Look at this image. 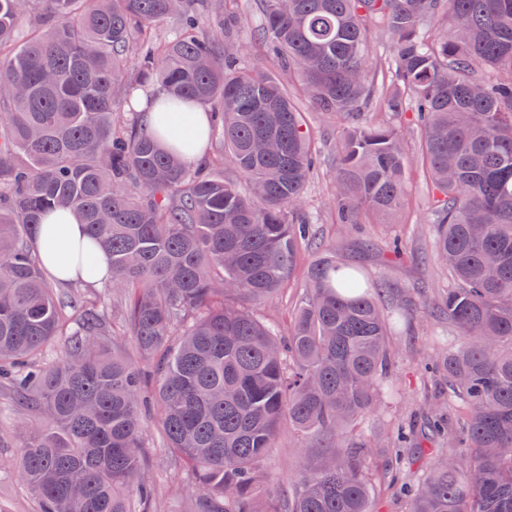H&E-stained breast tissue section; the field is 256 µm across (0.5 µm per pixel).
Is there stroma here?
Wrapping results in <instances>:
<instances>
[{
    "instance_id": "1",
    "label": "stroma",
    "mask_w": 512,
    "mask_h": 512,
    "mask_svg": "<svg viewBox=\"0 0 512 512\" xmlns=\"http://www.w3.org/2000/svg\"><path fill=\"white\" fill-rule=\"evenodd\" d=\"M212 2L214 9L237 13L238 24L226 40L235 46H246L244 64L264 63L266 47L258 32V0ZM298 106L311 131L317 156V166L305 190V209L317 220L325 237L335 241L336 251L345 263L360 268L367 276L387 281L390 291L380 300L384 311L401 307L407 316L406 325L390 338L395 356L387 380L394 391L362 427L350 432L347 444L365 449L369 468L375 474L387 468L396 452H403L405 479L414 484L421 476L417 453L412 448L399 449L397 428L403 425L423 429L427 392L433 387L423 365L445 350L449 339L457 335L447 317L438 312L448 274L434 258L427 178L419 165L410 164L405 174L406 196L401 211L382 220L362 214L361 229L350 231L346 225L336 223L332 205L342 128L335 118L314 111L306 101H299ZM396 240L406 249L404 259L390 257L389 248ZM318 256L315 248L303 250L287 286L273 299L254 307L255 313L275 325L280 334L288 332L307 270ZM17 421V413L0 389V507L5 512H36L33 497L16 482L10 464L29 442L38 420L28 418L22 427ZM144 438L147 457L143 477L155 488L153 512H179L188 499L189 482L171 462L155 417L147 418ZM306 446L303 437L293 429H280L265 460V470L272 477L275 490L290 492Z\"/></svg>"
}]
</instances>
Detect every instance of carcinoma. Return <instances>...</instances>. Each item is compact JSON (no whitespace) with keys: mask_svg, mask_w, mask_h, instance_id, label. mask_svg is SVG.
<instances>
[{"mask_svg":"<svg viewBox=\"0 0 512 512\" xmlns=\"http://www.w3.org/2000/svg\"><path fill=\"white\" fill-rule=\"evenodd\" d=\"M264 67L223 36L237 17L206 0H0V385L39 427L11 466L37 512H150L143 416L153 412L186 473V512H375L365 458L348 429L377 409L394 353L378 305L385 289L336 264V246L303 213L315 157L293 97L273 70L344 122L339 223L403 206V131L364 118L375 96L366 23L392 37V114H413L429 171L441 311L459 341L426 364L446 376L448 409L427 430L445 447L407 490L408 512H512V0H261ZM177 19L165 40L153 27ZM210 31L200 34V23ZM152 87L170 151L122 119ZM211 107L217 166L184 153L171 121ZM228 163L247 182L224 179ZM84 226L82 277L107 300L59 290L35 242L47 212ZM321 249L288 337L244 303L277 295L302 249ZM109 257L100 272L97 252ZM133 362L109 351L114 326ZM307 440L288 505L263 469L282 424Z\"/></svg>","mask_w":512,"mask_h":512,"instance_id":"obj_1","label":"carcinoma"}]
</instances>
